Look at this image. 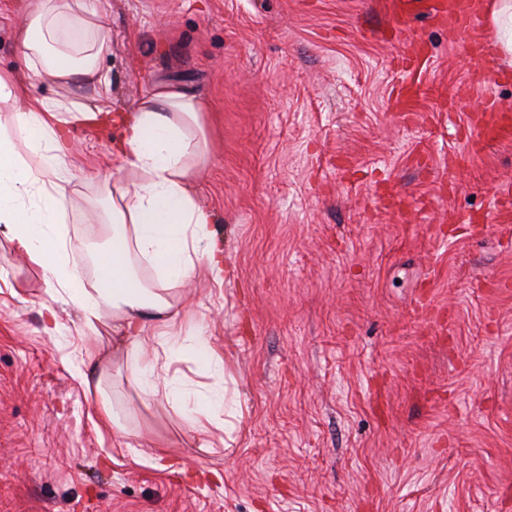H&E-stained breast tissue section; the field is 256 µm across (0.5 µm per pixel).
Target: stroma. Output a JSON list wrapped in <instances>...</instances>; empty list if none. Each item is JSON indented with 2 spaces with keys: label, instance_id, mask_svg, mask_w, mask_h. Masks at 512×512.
<instances>
[{
  "label": "stroma",
  "instance_id": "stroma-1",
  "mask_svg": "<svg viewBox=\"0 0 512 512\" xmlns=\"http://www.w3.org/2000/svg\"><path fill=\"white\" fill-rule=\"evenodd\" d=\"M113 109L174 83L203 99L191 183L233 270L179 288L242 416L202 447L164 399L104 380L133 412L94 427L99 393L39 269L0 240V512H512V142L472 150L483 99L512 108V60L382 0H111ZM427 60L395 98L409 41ZM112 129L74 130L108 167ZM85 252L95 185L69 188ZM223 481L196 479L200 470Z\"/></svg>",
  "mask_w": 512,
  "mask_h": 512
}]
</instances>
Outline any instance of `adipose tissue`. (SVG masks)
<instances>
[{"label": "adipose tissue", "mask_w": 512, "mask_h": 512, "mask_svg": "<svg viewBox=\"0 0 512 512\" xmlns=\"http://www.w3.org/2000/svg\"><path fill=\"white\" fill-rule=\"evenodd\" d=\"M109 7V0H35L15 30L23 65L0 70V238L42 272L43 333L58 334L60 303L77 310L79 335L110 326L116 374L142 401L164 398L207 448L212 430H227L238 410L225 405L221 356L175 293L198 266L217 278L232 270L212 213L189 187L208 154L204 106L180 86L154 84L135 108L112 110L102 69L112 54ZM37 81L57 85L60 96H32ZM88 86L96 92L91 109L70 95ZM89 122L118 129L111 168L86 172L70 163L71 128ZM82 179L96 182L108 226L90 286L74 259L84 244L63 227L74 206L68 188ZM145 263L154 277L140 275ZM187 357L215 379L192 402L168 377L171 364Z\"/></svg>", "instance_id": "obj_1"}]
</instances>
